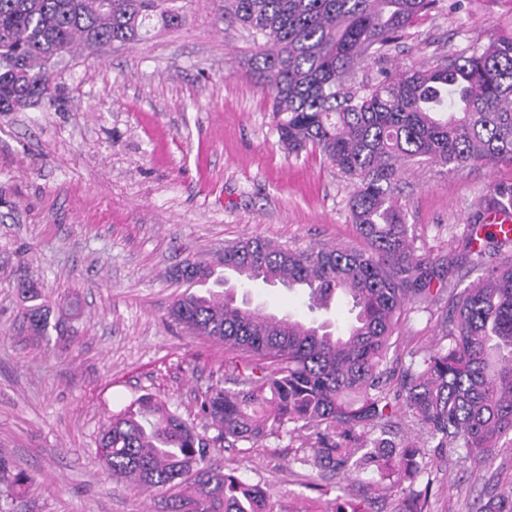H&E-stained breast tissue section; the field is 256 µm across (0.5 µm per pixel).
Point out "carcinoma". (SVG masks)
<instances>
[{
    "label": "carcinoma",
    "mask_w": 512,
    "mask_h": 512,
    "mask_svg": "<svg viewBox=\"0 0 512 512\" xmlns=\"http://www.w3.org/2000/svg\"><path fill=\"white\" fill-rule=\"evenodd\" d=\"M175 0H0V112L53 96L51 66L76 47L143 40L152 23L181 22ZM439 0H218L258 45L254 69L272 100L288 153L319 151L354 183L352 223L368 249H292L261 238L224 245V272L202 262L181 271L188 287L240 282L300 289L311 312L343 297L350 318L339 331L315 319L279 317L238 301L235 289L187 292L170 317L188 333L237 352L224 386L195 398L210 436L151 394L113 414L100 438L112 476L135 490L178 489L166 512H285L259 486L209 465L210 449L286 435L301 441L296 461L331 476L416 479L430 454L446 450L479 463L512 434V258L484 265V215L512 209V193L489 191L470 223L465 248L482 278L452 295L442 315L448 344L409 352L397 383L389 341L409 305L435 300L434 260L415 253L412 226L394 194L399 172L437 164L512 163V32L427 69L409 65L357 84L362 59H381ZM38 331L41 306L26 308ZM411 413L435 442L428 450L398 439L391 419ZM31 483L0 455V484ZM427 492L411 491L403 512H426ZM319 512H369L366 499L338 495ZM478 512H512V482Z\"/></svg>",
    "instance_id": "1"
}]
</instances>
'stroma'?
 <instances>
[{
  "label": "stroma",
  "mask_w": 512,
  "mask_h": 512,
  "mask_svg": "<svg viewBox=\"0 0 512 512\" xmlns=\"http://www.w3.org/2000/svg\"><path fill=\"white\" fill-rule=\"evenodd\" d=\"M184 19L144 40L75 52L58 93L0 112V453L33 479L0 495V512H163L161 492L110 475L99 438L112 413L149 393L186 419L195 397L223 382L232 350L188 334L170 317L189 260L218 264L225 244L259 237L291 248H364L350 219L352 183L319 153L289 154L251 59L256 47L213 0H178ZM512 32V0H440L389 58L365 60L370 81L403 64L430 66ZM493 186H512V163L455 173L424 165L402 174L417 254L436 262L427 310L406 309L389 358L433 348L452 291L477 282L465 258L470 219ZM48 309L43 334L23 318L21 287ZM250 306L306 316L282 286H237ZM296 442L215 448L213 466L262 486L285 512L324 500L370 498L401 512L392 489L374 498L372 474L329 478L295 463ZM512 480V440L482 465L443 456L414 483L430 512H475Z\"/></svg>",
  "instance_id": "1"
}]
</instances>
